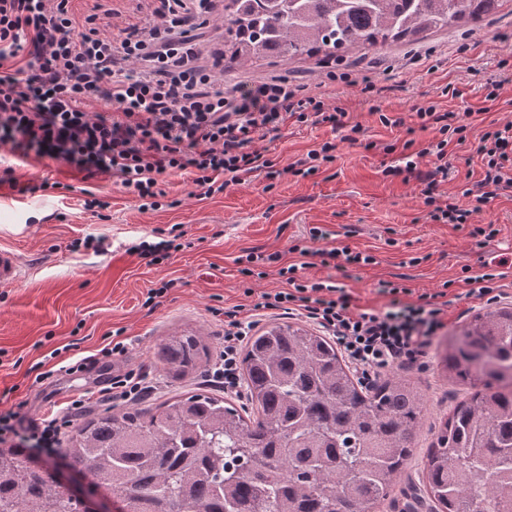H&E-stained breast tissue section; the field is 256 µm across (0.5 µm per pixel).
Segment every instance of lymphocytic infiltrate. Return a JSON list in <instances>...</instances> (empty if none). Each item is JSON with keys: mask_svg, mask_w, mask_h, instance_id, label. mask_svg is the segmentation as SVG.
<instances>
[{"mask_svg": "<svg viewBox=\"0 0 512 512\" xmlns=\"http://www.w3.org/2000/svg\"><path fill=\"white\" fill-rule=\"evenodd\" d=\"M74 0H0V150L14 167L0 174V184L17 188L15 167L33 161H59L84 179L110 178L138 204L139 210L163 208L169 177L191 175L201 198L223 193L232 184L262 173L267 179L288 172L306 177L333 162L332 143L307 151L286 169L254 149L255 138L278 135L286 118L327 124L356 141L360 124L348 123L344 108L325 103L307 85L271 76L225 86L200 64L197 43L184 28L197 18L203 0H146L153 21H119L102 26L96 9L78 13ZM421 129L434 137L419 152L403 155L389 174L414 177L430 221L471 224L472 211L439 193L450 172L448 144L465 142L471 111H441L438 102L417 107ZM475 152L483 177L475 185V201L483 206L512 188V122L482 134ZM433 168L421 172V158ZM471 237L490 240L493 225L471 224ZM281 256L246 253L242 275L253 276V263L278 265L286 289L261 296L260 307L316 325L365 378L400 368L426 369L428 351L445 327L433 303H408L405 284L384 281L386 310L353 313L341 289L312 281L298 264L281 265ZM240 306L224 311V348L214 370L225 388L239 384L241 346L252 322L242 320ZM69 415L53 412L22 423L16 411H0V440H33V452L59 454Z\"/></svg>", "mask_w": 512, "mask_h": 512, "instance_id": "1", "label": "lymphocytic infiltrate"}]
</instances>
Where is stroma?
<instances>
[{
	"label": "stroma",
	"instance_id": "obj_1",
	"mask_svg": "<svg viewBox=\"0 0 512 512\" xmlns=\"http://www.w3.org/2000/svg\"><path fill=\"white\" fill-rule=\"evenodd\" d=\"M349 74V82L330 81L328 73ZM281 76L318 89L326 103L344 107L351 121L365 130L358 141L343 140L329 126L299 124L286 119L279 139L255 140L278 166L316 145L335 144V159L317 174L303 178L284 175L275 183L253 176L211 198H198L191 176L170 177L165 185L175 207L140 211L133 199L106 179L92 180V187L110 204L106 219L82 208L80 177L63 163L46 160L17 168L23 182L45 180L70 185L67 196L47 190L21 194L0 188V244L11 246L22 264V278L0 286V410L18 408L23 421L66 407L74 394L85 392L87 383L64 372V365L99 356L113 334H120L127 352L111 359L113 374L144 368L156 386L154 394L137 401L140 409L156 406L167 398L206 389L235 394L210 383L219 360L224 332L220 310L238 304L253 307L262 293L282 288L277 273L263 279H245L237 262L246 251L277 252L283 263L298 262L288 248L319 226L328 231L322 248L349 246L369 253L370 265L314 262L304 271L314 281H329L351 298L353 312H381L388 296L378 291L380 282L404 280L411 301L446 291L444 319L448 329L430 351L426 372L401 371L422 396L423 424L415 439L414 455L405 473L396 479L394 495L406 491L410 481L422 477L421 461L447 415L454 396H466L468 388L450 377L443 363L448 342L486 301L470 295L462 282V270L479 269L494 256L507 258L504 289L512 294V191L503 192L477 214V224H494L497 234L485 246L470 237L468 226L435 224L416 180L385 175L397 156L385 153V145L402 147L412 142L421 149L431 131L418 129L416 106L439 100L442 109L471 108V129L464 144L450 143L451 164L440 192L461 197L482 175L475 147L491 124L512 121V0L498 14L459 26L428 33L417 44L395 43L383 48L352 51L343 61L323 55L264 58L243 66H225L224 81ZM502 81L496 101L485 98L487 79ZM382 87V108L401 118L398 127L383 126L369 110L363 93L365 80ZM459 90L456 98L443 97L445 86ZM179 225L187 248L172 252L159 265L146 264L131 247L155 230ZM103 237L105 251L74 249V240ZM177 279V288L146 307L147 291L161 281ZM252 295H245V288ZM193 335L205 347L195 369L174 376L157 359L160 344L169 337ZM49 379L36 382L37 372Z\"/></svg>",
	"mask_w": 512,
	"mask_h": 512
}]
</instances>
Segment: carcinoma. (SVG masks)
Returning <instances> with one entry per match:
<instances>
[{"label":"carcinoma","instance_id":"carcinoma-1","mask_svg":"<svg viewBox=\"0 0 512 512\" xmlns=\"http://www.w3.org/2000/svg\"><path fill=\"white\" fill-rule=\"evenodd\" d=\"M500 0H224L228 61L340 57L355 47L415 44L494 14ZM198 341L161 345L183 374ZM512 306L478 314L448 347V371L481 384L454 404L429 448L423 495L400 512H512ZM247 404L207 391L153 410L105 412L75 426L69 467L127 502L130 512H368L390 500L412 459L423 412L402 378L355 380L336 344L276 323L248 337L241 361ZM0 512H82L52 467L0 448Z\"/></svg>","mask_w":512,"mask_h":512}]
</instances>
